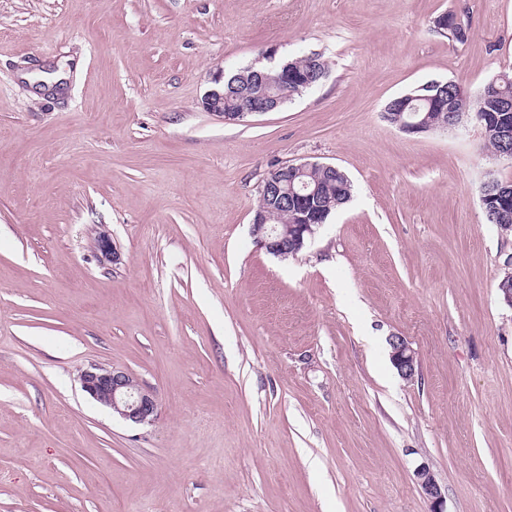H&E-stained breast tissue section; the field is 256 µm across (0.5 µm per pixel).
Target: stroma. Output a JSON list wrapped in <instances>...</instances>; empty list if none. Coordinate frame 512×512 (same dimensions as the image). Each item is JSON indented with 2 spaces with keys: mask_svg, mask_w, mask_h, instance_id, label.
I'll use <instances>...</instances> for the list:
<instances>
[{
  "mask_svg": "<svg viewBox=\"0 0 512 512\" xmlns=\"http://www.w3.org/2000/svg\"><path fill=\"white\" fill-rule=\"evenodd\" d=\"M311 52L329 74L285 108H203L217 72ZM510 69L512 0H0V512H430L421 466L444 512H512V232L480 202L512 163L472 119L382 117ZM306 161L354 194L279 259L259 185ZM92 364L154 425L92 402ZM391 360L399 376L405 381H412L417 368V355L410 343L401 336L389 337ZM82 390L94 402L112 410L135 426L153 425L158 416V400L130 371L92 364L79 375ZM416 480L422 494L433 504L431 512H443L441 510L442 490L433 473L429 469L420 468L416 472Z\"/></svg>",
  "mask_w": 512,
  "mask_h": 512,
  "instance_id": "stroma-1",
  "label": "stroma"
}]
</instances>
